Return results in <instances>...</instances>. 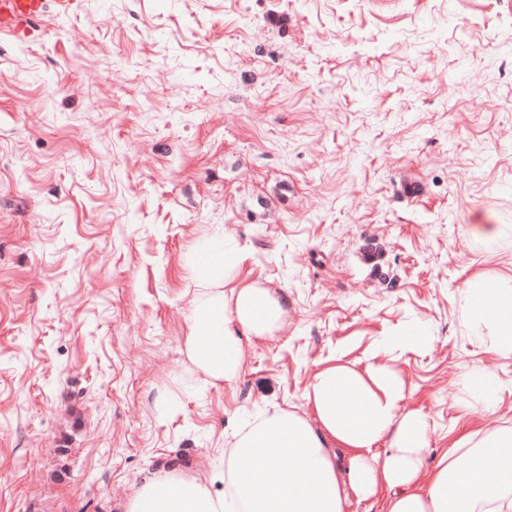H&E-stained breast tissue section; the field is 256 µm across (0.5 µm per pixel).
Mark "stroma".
I'll return each mask as SVG.
<instances>
[{
	"label": "stroma",
	"mask_w": 512,
	"mask_h": 512,
	"mask_svg": "<svg viewBox=\"0 0 512 512\" xmlns=\"http://www.w3.org/2000/svg\"><path fill=\"white\" fill-rule=\"evenodd\" d=\"M0 35V512H120L162 466L223 493L237 431L316 368L404 380L442 453L504 383L465 281L512 268V0H80ZM507 230L468 237L481 216ZM286 300L238 382L184 352L207 232ZM414 325L430 347L381 351Z\"/></svg>",
	"instance_id": "35a3bbf8"
}]
</instances>
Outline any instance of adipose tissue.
Instances as JSON below:
<instances>
[{
    "mask_svg": "<svg viewBox=\"0 0 512 512\" xmlns=\"http://www.w3.org/2000/svg\"><path fill=\"white\" fill-rule=\"evenodd\" d=\"M203 296L192 307L187 357L206 384H230L243 369L245 343L263 340L286 319L276 291L233 287L239 253L218 236L190 247ZM471 335L486 352L512 358V273L478 272L465 282ZM472 399L451 448L429 463L430 424L405 404V385L382 369L361 374L346 365L316 370L305 399L314 415L283 409L253 416L229 453L228 495L216 496L176 469L141 484L123 512H348L352 499L379 512H512V428L494 424L502 385L489 371L456 380Z\"/></svg>",
    "mask_w": 512,
    "mask_h": 512,
    "instance_id": "1",
    "label": "adipose tissue"
}]
</instances>
